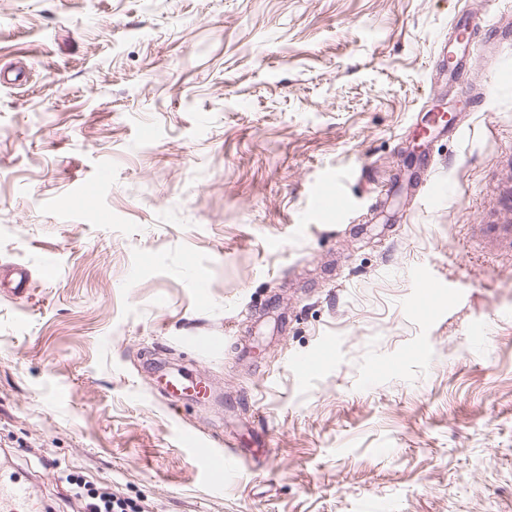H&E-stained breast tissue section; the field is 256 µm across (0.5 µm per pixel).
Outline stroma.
<instances>
[{
	"mask_svg": "<svg viewBox=\"0 0 512 512\" xmlns=\"http://www.w3.org/2000/svg\"><path fill=\"white\" fill-rule=\"evenodd\" d=\"M463 7L478 53L443 75ZM20 60L0 267L31 277L0 292V455L53 512L74 477L153 512H512V8L0 0V72ZM438 106L459 133L428 178ZM336 176L348 206L318 213ZM160 364L210 402L166 398ZM239 454L236 451L231 454L219 455L212 450H205L199 453L201 464L207 473H215L223 469H231L234 466L233 457Z\"/></svg>",
	"mask_w": 512,
	"mask_h": 512,
	"instance_id": "35a3bbf8",
	"label": "stroma"
}]
</instances>
